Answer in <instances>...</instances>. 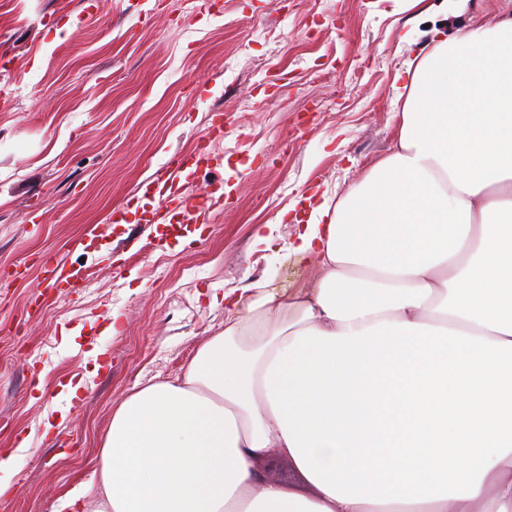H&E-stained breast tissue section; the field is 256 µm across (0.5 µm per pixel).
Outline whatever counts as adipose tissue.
Instances as JSON below:
<instances>
[{
  "label": "adipose tissue",
  "mask_w": 512,
  "mask_h": 512,
  "mask_svg": "<svg viewBox=\"0 0 512 512\" xmlns=\"http://www.w3.org/2000/svg\"><path fill=\"white\" fill-rule=\"evenodd\" d=\"M398 143L112 413L100 512H512V15L415 46ZM304 490L262 481L270 451Z\"/></svg>",
  "instance_id": "obj_1"
}]
</instances>
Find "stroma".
Masks as SVG:
<instances>
[{"label":"stroma","mask_w":512,"mask_h":512,"mask_svg":"<svg viewBox=\"0 0 512 512\" xmlns=\"http://www.w3.org/2000/svg\"><path fill=\"white\" fill-rule=\"evenodd\" d=\"M0 0V452L7 512H57L91 482L112 412L138 388L182 377L224 329L211 294L245 280L296 288L315 268L288 253L294 215L335 205L389 155L400 117L396 37L455 36L512 0ZM208 83L210 97L197 88ZM228 161L201 224H140L126 203L216 112ZM125 209L116 226L112 213ZM272 225L278 244L253 247ZM80 265L71 292L44 257ZM116 333H109V325ZM42 388H35V381ZM81 382L76 399L64 387ZM52 432H45V423Z\"/></svg>","instance_id":"1"}]
</instances>
